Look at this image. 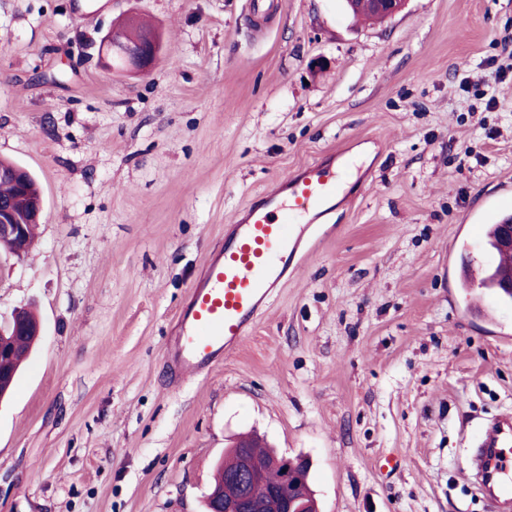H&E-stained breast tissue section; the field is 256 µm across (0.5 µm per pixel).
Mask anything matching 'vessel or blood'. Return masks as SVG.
<instances>
[{"mask_svg": "<svg viewBox=\"0 0 512 512\" xmlns=\"http://www.w3.org/2000/svg\"><path fill=\"white\" fill-rule=\"evenodd\" d=\"M350 172L347 148L284 175L260 203L233 212L224 249L211 257L203 277L190 289L164 364L170 379L203 374L234 352L253 330L274 293L297 267L314 256L310 241L323 233V221L345 203ZM498 224L486 221L460 243L486 249V258L462 269L449 268L448 279L470 286L468 309L496 324L500 289L483 287L488 274L512 272L500 251L487 245ZM470 466L489 512H512V416L499 417L475 437Z\"/></svg>", "mask_w": 512, "mask_h": 512, "instance_id": "obj_1", "label": "vessel or blood"}]
</instances>
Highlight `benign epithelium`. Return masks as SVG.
<instances>
[{"label": "benign epithelium", "instance_id": "7a95c632", "mask_svg": "<svg viewBox=\"0 0 512 512\" xmlns=\"http://www.w3.org/2000/svg\"><path fill=\"white\" fill-rule=\"evenodd\" d=\"M348 11L367 14L377 19H387L401 12L407 0H345ZM159 52L157 33L138 32L130 35L124 28L110 31L99 48L103 65L110 69V59L122 58L123 67L130 72L150 71ZM43 213V202H32L20 220L10 203L0 202V239L20 240L29 224H38ZM238 448L235 475L225 480L214 497L213 512H318L316 501L309 495V486L302 477L301 462L286 456L275 457L271 467L282 472L283 481L276 489L262 497H252L247 487L262 476V470L249 451L251 442L242 438Z\"/></svg>", "mask_w": 512, "mask_h": 512}]
</instances>
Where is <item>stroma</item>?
Wrapping results in <instances>:
<instances>
[{"mask_svg": "<svg viewBox=\"0 0 512 512\" xmlns=\"http://www.w3.org/2000/svg\"><path fill=\"white\" fill-rule=\"evenodd\" d=\"M161 35L148 73L102 69L120 16ZM0 0V158L43 196L38 246L0 253V326L42 332L0 398V512H206L254 433L306 457L320 512H486L463 473L512 414L499 327L448 295V250L512 186V0ZM497 105L487 108L485 90ZM356 141L349 178L254 331L171 387L162 355L230 214ZM349 12L368 14L372 18L387 19L401 12L407 0H345Z\"/></svg>", "mask_w": 512, "mask_h": 512, "instance_id": "obj_1", "label": "stroma"}]
</instances>
